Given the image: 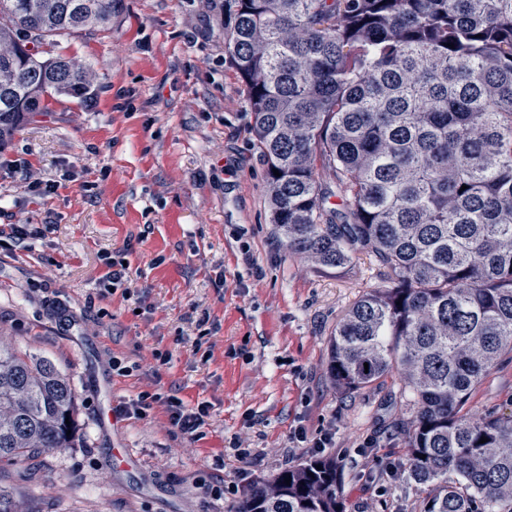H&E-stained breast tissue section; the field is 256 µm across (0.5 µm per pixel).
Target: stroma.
I'll use <instances>...</instances> for the list:
<instances>
[{
    "instance_id": "35a3bbf8",
    "label": "stroma",
    "mask_w": 512,
    "mask_h": 512,
    "mask_svg": "<svg viewBox=\"0 0 512 512\" xmlns=\"http://www.w3.org/2000/svg\"><path fill=\"white\" fill-rule=\"evenodd\" d=\"M229 24L227 0H116L110 24L47 48L95 72L94 98H57L0 146L12 163L0 225L47 228L33 249L0 247V333L52 360L76 393L71 447L0 463L28 512H234L254 483L308 459L288 443L300 420L335 433L345 512H422L392 473L405 460L399 399L385 382L341 394L327 373L338 321L382 275L363 253L318 271L276 235ZM29 170L56 193L32 197ZM105 255L129 263L126 290L100 283ZM115 357L131 375L113 373ZM172 387L209 404L202 439L160 406L98 429L99 408ZM470 409L512 413V360Z\"/></svg>"
}]
</instances>
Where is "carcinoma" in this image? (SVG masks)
<instances>
[{"instance_id": "carcinoma-1", "label": "carcinoma", "mask_w": 512, "mask_h": 512, "mask_svg": "<svg viewBox=\"0 0 512 512\" xmlns=\"http://www.w3.org/2000/svg\"><path fill=\"white\" fill-rule=\"evenodd\" d=\"M113 2L0 0V145L54 97L94 95L89 69L41 47L110 23ZM228 11L270 223L316 270L365 252L385 273L336 327L332 384L350 395L392 379L424 512H512V415L468 408L512 354V0ZM75 405L50 359L0 341V462L68 447ZM341 482L336 457L311 458L257 483L236 512H345Z\"/></svg>"}]
</instances>
